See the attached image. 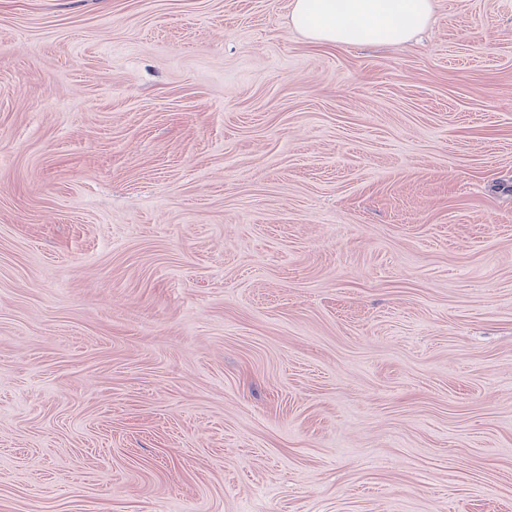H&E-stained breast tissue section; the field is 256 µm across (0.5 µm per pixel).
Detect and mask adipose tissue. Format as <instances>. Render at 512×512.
I'll list each match as a JSON object with an SVG mask.
<instances>
[{
    "label": "adipose tissue",
    "instance_id": "ef3b65f1",
    "mask_svg": "<svg viewBox=\"0 0 512 512\" xmlns=\"http://www.w3.org/2000/svg\"><path fill=\"white\" fill-rule=\"evenodd\" d=\"M432 0H293L295 28L320 45L409 41L428 23Z\"/></svg>",
    "mask_w": 512,
    "mask_h": 512
}]
</instances>
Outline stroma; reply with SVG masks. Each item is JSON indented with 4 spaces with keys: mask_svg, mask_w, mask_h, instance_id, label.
Wrapping results in <instances>:
<instances>
[{
    "mask_svg": "<svg viewBox=\"0 0 512 512\" xmlns=\"http://www.w3.org/2000/svg\"><path fill=\"white\" fill-rule=\"evenodd\" d=\"M0 512H512V0H0ZM294 27L320 45L409 41L428 23L432 0H293Z\"/></svg>",
    "mask_w": 512,
    "mask_h": 512,
    "instance_id": "35a3bbf8",
    "label": "stroma"
}]
</instances>
